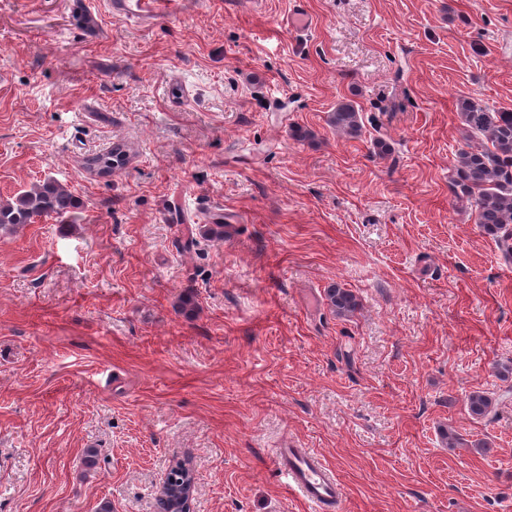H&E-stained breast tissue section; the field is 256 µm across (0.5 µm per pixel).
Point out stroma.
Segmentation results:
<instances>
[{"mask_svg":"<svg viewBox=\"0 0 512 512\" xmlns=\"http://www.w3.org/2000/svg\"><path fill=\"white\" fill-rule=\"evenodd\" d=\"M304 5L307 32L291 0L141 31L0 0V201L48 176L80 201L0 230V512H157L178 461L193 512H307L277 448L332 467L343 512H512V255L450 185L479 141L458 99L512 109V0ZM348 100L357 139L328 123ZM327 299L330 307L340 315L353 313L358 306L356 297L338 284L328 288Z\"/></svg>","mask_w":512,"mask_h":512,"instance_id":"stroma-1","label":"stroma"}]
</instances>
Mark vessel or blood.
<instances>
[{
  "label": "vessel or blood",
  "instance_id": "obj_1",
  "mask_svg": "<svg viewBox=\"0 0 512 512\" xmlns=\"http://www.w3.org/2000/svg\"><path fill=\"white\" fill-rule=\"evenodd\" d=\"M109 17L142 29L159 20L189 16L206 9L209 0H103ZM273 465L287 486L305 503L310 512H327L341 507L343 488L334 470L307 448H277Z\"/></svg>",
  "mask_w": 512,
  "mask_h": 512
}]
</instances>
